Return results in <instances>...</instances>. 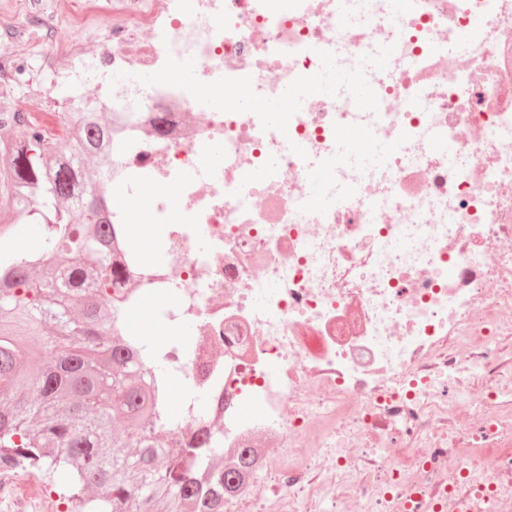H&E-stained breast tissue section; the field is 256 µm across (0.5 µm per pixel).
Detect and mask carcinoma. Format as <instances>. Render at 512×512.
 Returning a JSON list of instances; mask_svg holds the SVG:
<instances>
[{
  "mask_svg": "<svg viewBox=\"0 0 512 512\" xmlns=\"http://www.w3.org/2000/svg\"><path fill=\"white\" fill-rule=\"evenodd\" d=\"M108 138L87 124L59 144L34 124L0 142V226L44 230L42 250L0 262V463L57 473L84 512H224V451L208 449L206 482L191 473L208 439L170 454L154 432L170 416L160 358L118 332L139 250L85 173ZM36 354L50 364L28 367Z\"/></svg>",
  "mask_w": 512,
  "mask_h": 512,
  "instance_id": "obj_1",
  "label": "carcinoma"
}]
</instances>
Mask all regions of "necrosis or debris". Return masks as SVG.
<instances>
[{
	"mask_svg": "<svg viewBox=\"0 0 512 512\" xmlns=\"http://www.w3.org/2000/svg\"><path fill=\"white\" fill-rule=\"evenodd\" d=\"M392 2H11L26 31L85 35L43 70L101 75L65 109L110 115L113 223L147 185L157 223L179 200L132 305L171 299L184 407L159 434L176 455L220 438L224 512H512V0ZM121 69L154 80L105 82ZM223 84L290 88L287 120ZM347 128L379 163L341 150Z\"/></svg>",
	"mask_w": 512,
	"mask_h": 512,
	"instance_id": "necrosis-or-debris-1",
	"label": "necrosis or debris"
}]
</instances>
